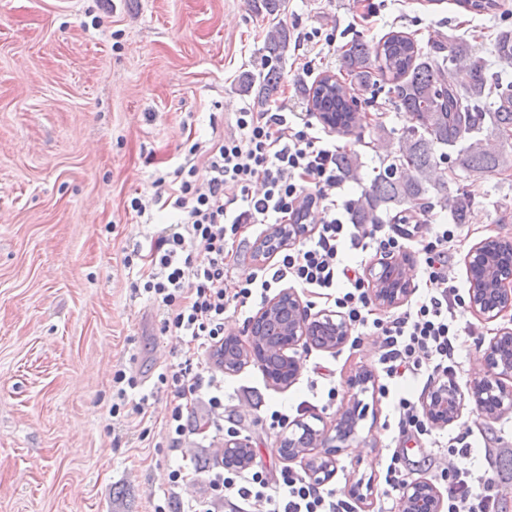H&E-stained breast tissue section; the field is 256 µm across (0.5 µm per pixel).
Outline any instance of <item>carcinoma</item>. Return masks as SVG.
Returning <instances> with one entry per match:
<instances>
[{
    "label": "carcinoma",
    "mask_w": 512,
    "mask_h": 512,
    "mask_svg": "<svg viewBox=\"0 0 512 512\" xmlns=\"http://www.w3.org/2000/svg\"><path fill=\"white\" fill-rule=\"evenodd\" d=\"M466 9L489 13L499 7L498 0H458ZM258 15L278 16L283 0H251ZM296 45L294 33L278 22L267 31L265 57L282 59ZM463 64L469 81H455L452 67ZM512 28L500 29L485 52L458 40L435 43L425 49L413 39L392 32L371 46L355 40L339 58V70L359 85H372L393 95L396 109L411 115L414 124L403 134L397 155L352 199V219L356 224H380L382 214L402 208L439 207L450 210L456 224L467 222L474 205L460 192L448 194L447 183L435 184L431 171L444 158L452 159V170L467 175L504 174L512 160L503 149L493 148L489 138L509 145L512 134ZM279 76L273 71L247 75L240 83L244 94L255 93L263 103L277 88ZM389 88H384V84ZM313 110L328 119L332 128L350 134L364 127L361 113L353 107L352 88L331 77L321 78L313 87L303 86ZM340 174L359 180V156L343 151L337 158Z\"/></svg>",
    "instance_id": "cac0c4a2"
}]
</instances>
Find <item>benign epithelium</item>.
<instances>
[{"label":"benign epithelium","mask_w":512,"mask_h":512,"mask_svg":"<svg viewBox=\"0 0 512 512\" xmlns=\"http://www.w3.org/2000/svg\"><path fill=\"white\" fill-rule=\"evenodd\" d=\"M512 251V238L488 237L473 247L465 256L468 274V308L475 315L493 321L512 311V264L502 265L497 255ZM370 293L381 308H392L411 295L412 285L393 260L379 262V269H370ZM288 305V322L280 328L275 350L288 366V376L269 377L263 360L256 354L254 326L262 323L283 305ZM351 326L340 314L331 310L311 313L297 291L284 288L267 300L251 318L240 334H228L224 340L233 342L240 352L238 364L224 368L234 373L253 365L261 371L272 386L285 389L297 379L299 362L288 354L298 347H314L330 352L340 351L349 341ZM512 339V328L504 327L491 338L485 352L487 371L463 393L452 381L433 383L423 406L430 424L446 427L459 420L465 399H470L481 415L494 418L512 412V352L503 353L499 344ZM365 414V406L358 398L342 406L334 424L321 428L303 419L289 423L293 427L288 437L289 447L276 449L284 461L298 460L308 477L319 485L328 484L335 473L336 453L355 438L358 421ZM401 512H442V499L430 481H419L405 486L400 497Z\"/></svg>","instance_id":"benign-epithelium-1"}]
</instances>
